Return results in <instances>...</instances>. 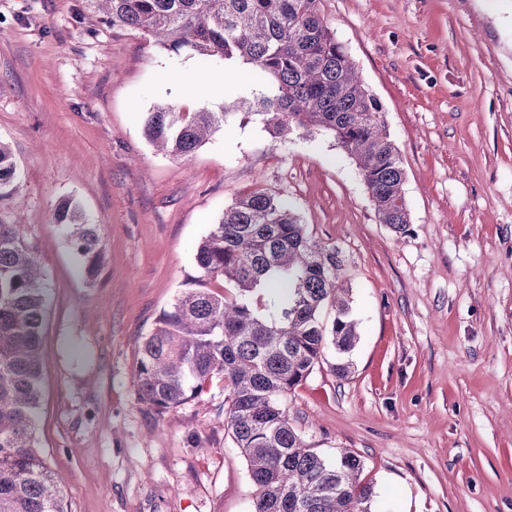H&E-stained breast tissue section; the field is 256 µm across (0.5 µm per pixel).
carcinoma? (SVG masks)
<instances>
[{"label":"carcinoma","instance_id":"cac0c4a2","mask_svg":"<svg viewBox=\"0 0 512 512\" xmlns=\"http://www.w3.org/2000/svg\"><path fill=\"white\" fill-rule=\"evenodd\" d=\"M114 28L138 31L174 54L191 52L258 69L268 84L217 112L145 113L143 135L165 155L188 156L224 126V114L259 118L274 139L292 131L328 133L356 161L379 222L407 232L398 147L381 120L378 99L356 72L321 16L319 0H89ZM12 152L0 141V211L19 190ZM55 223L86 278L100 272L98 225L71 199ZM28 225L0 215V512H64V477L37 451L41 405L42 269L25 239ZM200 273L145 337L134 377L137 400L157 413L183 404L221 374L231 429L257 488L256 512H375L363 461L343 449L332 460L294 428L285 400L325 352L340 378L355 347L349 289L336 276L338 253L309 237L301 216L257 189L224 206L194 249ZM223 282L228 297L209 287ZM334 310L331 324L323 310Z\"/></svg>","mask_w":512,"mask_h":512}]
</instances>
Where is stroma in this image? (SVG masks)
Wrapping results in <instances>:
<instances>
[{
	"label": "stroma",
	"instance_id": "35a3bbf8",
	"mask_svg": "<svg viewBox=\"0 0 512 512\" xmlns=\"http://www.w3.org/2000/svg\"><path fill=\"white\" fill-rule=\"evenodd\" d=\"M319 8L400 151L404 235L378 222L329 135L274 140L232 111L187 157L144 138L156 107L215 112L261 89L251 66L168 52L87 0H0V141L21 179L10 206L45 273L35 432L66 478L65 512H253L223 376L161 415L133 378L144 338L195 285L196 244L256 188L336 248L358 323L349 376L327 353L288 397L305 442L355 451L376 512H512V0ZM188 67L222 82L180 88ZM65 198L100 227L96 280L54 220Z\"/></svg>",
	"mask_w": 512,
	"mask_h": 512
}]
</instances>
